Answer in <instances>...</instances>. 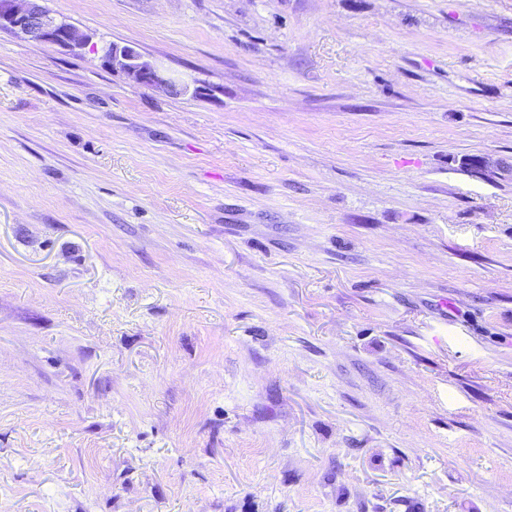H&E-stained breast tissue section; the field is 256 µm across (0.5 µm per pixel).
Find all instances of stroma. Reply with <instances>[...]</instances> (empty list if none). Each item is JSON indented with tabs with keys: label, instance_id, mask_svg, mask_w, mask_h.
<instances>
[{
	"label": "stroma",
	"instance_id": "obj_1",
	"mask_svg": "<svg viewBox=\"0 0 512 512\" xmlns=\"http://www.w3.org/2000/svg\"><path fill=\"white\" fill-rule=\"evenodd\" d=\"M46 4L210 92L0 33V512H512V0Z\"/></svg>",
	"mask_w": 512,
	"mask_h": 512
}]
</instances>
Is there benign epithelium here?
Returning <instances> with one entry per match:
<instances>
[{
	"mask_svg": "<svg viewBox=\"0 0 512 512\" xmlns=\"http://www.w3.org/2000/svg\"><path fill=\"white\" fill-rule=\"evenodd\" d=\"M43 0H0V32L7 31L29 41L54 45L64 52L94 55L105 68L120 73L147 90L198 93L176 80L163 66L138 48L116 42L93 41V36L60 18L42 5Z\"/></svg>",
	"mask_w": 512,
	"mask_h": 512,
	"instance_id": "1",
	"label": "benign epithelium"
}]
</instances>
